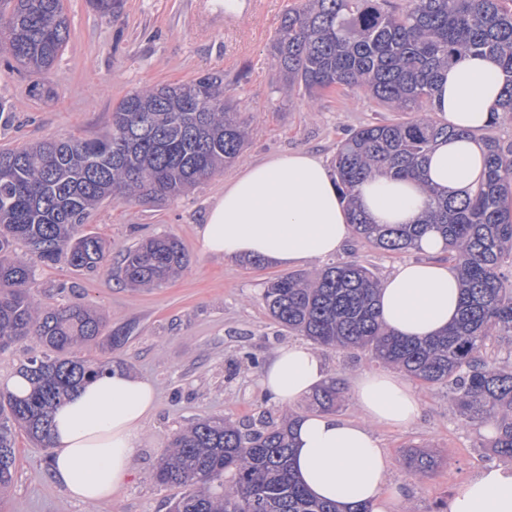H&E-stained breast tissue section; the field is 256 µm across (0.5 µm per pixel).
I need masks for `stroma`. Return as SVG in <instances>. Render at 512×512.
I'll return each mask as SVG.
<instances>
[{"label":"stroma","instance_id":"1","mask_svg":"<svg viewBox=\"0 0 512 512\" xmlns=\"http://www.w3.org/2000/svg\"><path fill=\"white\" fill-rule=\"evenodd\" d=\"M255 12L221 21L224 0H123L118 18H108L90 0H64L70 37L48 78L0 59V149L45 138L105 134L112 108L129 92L192 81L208 73L224 77V98L247 123L249 136L237 163L195 189L161 203L109 201L89 219L90 230L110 246L107 268L90 273L66 264L38 268L35 291L45 303L67 301L97 306L106 327L130 328L128 341L109 350L113 365L148 378L157 402L146 419L132 475L97 512H167L176 489L155 484L151 475L168 438L193 421L226 417L244 425L263 417L309 413V398L290 406L259 387L258 371L242 361L253 352L268 361L276 349L298 341L281 330L261 300L266 282L282 267L254 268L203 251L197 228L224 185L244 164L271 156L307 151L332 161L338 144L369 122L392 119L366 93L333 89L312 98L283 87L270 54V40L283 16L299 0H258ZM170 234L184 244L189 263L174 281L133 291L110 276L122 255L142 238ZM417 252H387L351 238L339 260L355 258L385 279L395 265L417 259ZM330 378L344 389L336 416L358 420L350 386L363 374L380 370L369 353L323 350ZM409 386L422 412L407 428L375 427L391 466L389 479L405 497L396 512H437L482 467L494 462L488 434L466 424L448 400L447 388ZM18 467L8 494L7 512H86L50 481L45 452L17 435ZM421 446L438 460L426 477L416 478L399 464L407 447Z\"/></svg>","mask_w":512,"mask_h":512}]
</instances>
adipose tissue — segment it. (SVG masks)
I'll return each mask as SVG.
<instances>
[{
    "instance_id": "adipose-tissue-1",
    "label": "adipose tissue",
    "mask_w": 512,
    "mask_h": 512,
    "mask_svg": "<svg viewBox=\"0 0 512 512\" xmlns=\"http://www.w3.org/2000/svg\"><path fill=\"white\" fill-rule=\"evenodd\" d=\"M504 81L491 58L469 55L443 72L431 109L457 137L439 142L421 177H377L356 195L373 223L411 224L425 209L427 188L461 194L478 180L484 163L470 131L484 128L497 109ZM352 235L336 184L324 162L296 152L249 164L209 208L198 230L204 252L227 259L266 258L283 266L326 259ZM422 258L400 264L382 282L377 308L385 326L406 338L443 332L458 316L456 269L442 261L435 233L417 243ZM323 357L294 342L280 347L259 374L262 388L289 405L327 378ZM359 420L310 413L294 425L293 467L308 491L342 512L358 504L391 512L404 490L388 480L390 461L373 432L377 425L407 427L420 399L396 374H363L352 386ZM155 388L121 369L78 388L54 413L49 474L76 501L94 505L123 486L154 408ZM449 512H512V464L492 462L452 498Z\"/></svg>"
}]
</instances>
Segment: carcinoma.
Here are the masks:
<instances>
[{"mask_svg":"<svg viewBox=\"0 0 512 512\" xmlns=\"http://www.w3.org/2000/svg\"><path fill=\"white\" fill-rule=\"evenodd\" d=\"M114 18L123 0H92ZM0 12L3 50L32 73L48 76L68 40L63 0H7ZM275 66L313 97L336 88L366 91L405 118L367 123L336 149L332 169L350 214L353 235L384 251L411 248L428 231L445 241L462 281L459 317L423 340L399 337L379 320V282L357 260L311 274L266 282L263 304L279 327L326 349L371 351L373 357L419 380L445 385L466 423L498 422L494 452L512 459V354L484 357L488 346L512 337V286L499 267L512 255V143L484 136L481 179L464 195L429 192L415 224H373L358 207L355 188L377 176L421 173L441 139L458 135L433 118L439 75L465 56L495 59L504 80L501 113L512 115V0H303L284 17L270 44ZM243 122L224 100V76L145 88L113 107L108 132L97 138H48L0 150V350L34 339L43 347L19 373L30 381L23 396L0 391V493L13 483L15 434L50 444L51 415L77 387L112 369L91 354L104 328L100 310L43 304L32 294L35 262L65 259L76 270L103 263L107 241L81 232L103 203L176 197L240 154ZM30 257L15 255L17 244ZM188 264L171 235L130 248L115 276L133 288L159 286ZM340 387L331 379L312 395L316 412L336 408ZM293 419L267 418L240 427L222 417L192 422L175 433L152 474L163 487L183 489L168 512H338L312 496L291 466ZM401 464L419 477L438 465L412 449Z\"/></svg>","mask_w":512,"mask_h":512,"instance_id":"carcinoma-1","label":"carcinoma"}]
</instances>
